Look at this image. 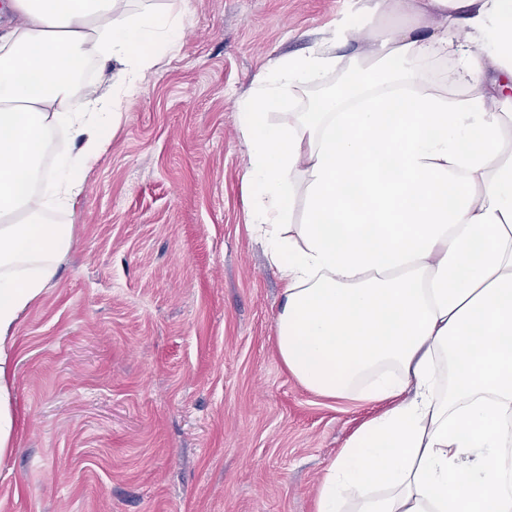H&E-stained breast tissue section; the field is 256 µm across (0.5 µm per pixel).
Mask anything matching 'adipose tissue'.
<instances>
[{"label": "adipose tissue", "instance_id": "adipose-tissue-1", "mask_svg": "<svg viewBox=\"0 0 512 512\" xmlns=\"http://www.w3.org/2000/svg\"><path fill=\"white\" fill-rule=\"evenodd\" d=\"M123 2L0 0V458L16 332L72 241L46 217L74 207L120 103L187 20L189 0L131 17ZM360 3L367 31L344 20L276 60L240 112L251 224L284 283L279 358L308 391L381 406L315 512H512V0ZM439 51L457 89L426 81ZM92 56L119 63L108 88L79 80ZM330 72L334 88L273 121Z\"/></svg>", "mask_w": 512, "mask_h": 512}]
</instances>
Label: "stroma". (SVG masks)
Returning <instances> with one entry per match:
<instances>
[{
    "label": "stroma",
    "mask_w": 512,
    "mask_h": 512,
    "mask_svg": "<svg viewBox=\"0 0 512 512\" xmlns=\"http://www.w3.org/2000/svg\"><path fill=\"white\" fill-rule=\"evenodd\" d=\"M353 0H191L179 49L123 101L17 330L0 512H314L379 405L303 388L275 347L282 283L249 230L239 105Z\"/></svg>",
    "instance_id": "35a3bbf8"
}]
</instances>
